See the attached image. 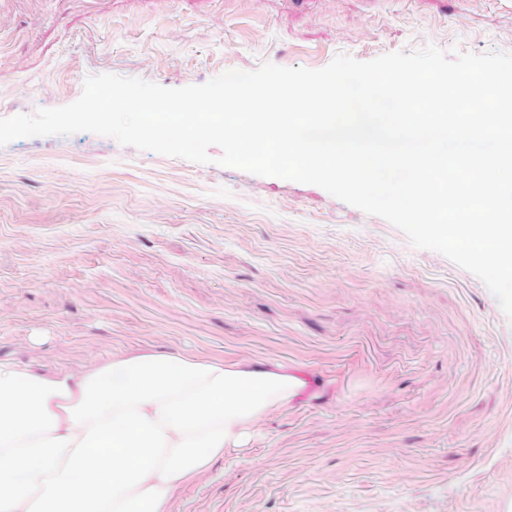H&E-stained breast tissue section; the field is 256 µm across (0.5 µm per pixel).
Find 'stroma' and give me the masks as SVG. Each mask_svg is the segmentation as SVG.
I'll use <instances>...</instances> for the list:
<instances>
[{
    "mask_svg": "<svg viewBox=\"0 0 512 512\" xmlns=\"http://www.w3.org/2000/svg\"><path fill=\"white\" fill-rule=\"evenodd\" d=\"M433 45L512 53V0H0V118L87 76L168 88ZM88 132L0 147V360L130 350L307 383L170 512H512V320L320 187Z\"/></svg>",
    "mask_w": 512,
    "mask_h": 512,
    "instance_id": "obj_1",
    "label": "stroma"
}]
</instances>
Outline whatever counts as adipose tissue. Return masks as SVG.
Instances as JSON below:
<instances>
[{
    "label": "adipose tissue",
    "instance_id": "obj_1",
    "mask_svg": "<svg viewBox=\"0 0 512 512\" xmlns=\"http://www.w3.org/2000/svg\"><path fill=\"white\" fill-rule=\"evenodd\" d=\"M304 387L275 363L190 355L80 371L0 361V512H169Z\"/></svg>",
    "mask_w": 512,
    "mask_h": 512
}]
</instances>
